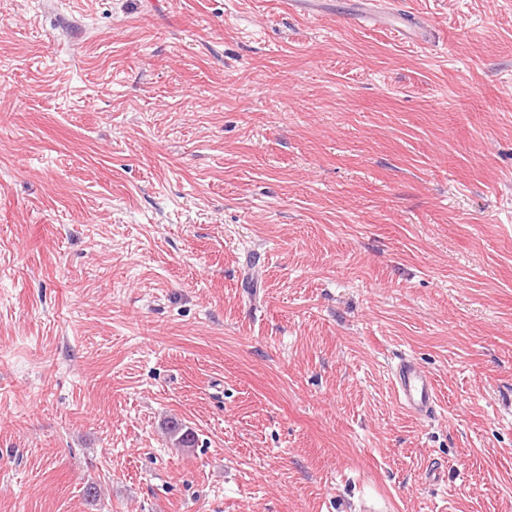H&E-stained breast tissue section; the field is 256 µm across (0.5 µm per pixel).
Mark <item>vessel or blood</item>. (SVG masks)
<instances>
[{
    "mask_svg": "<svg viewBox=\"0 0 512 512\" xmlns=\"http://www.w3.org/2000/svg\"><path fill=\"white\" fill-rule=\"evenodd\" d=\"M393 385L401 408L417 417L429 419L439 407L432 376L414 358H399L393 371Z\"/></svg>",
    "mask_w": 512,
    "mask_h": 512,
    "instance_id": "vessel-or-blood-1",
    "label": "vessel or blood"
}]
</instances>
